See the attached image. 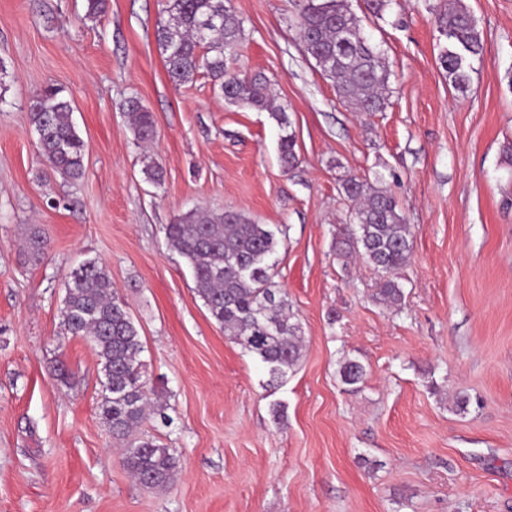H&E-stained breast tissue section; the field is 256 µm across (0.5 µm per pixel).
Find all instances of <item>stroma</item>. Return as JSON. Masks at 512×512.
<instances>
[{"mask_svg":"<svg viewBox=\"0 0 512 512\" xmlns=\"http://www.w3.org/2000/svg\"><path fill=\"white\" fill-rule=\"evenodd\" d=\"M438 3L393 0L365 20L391 76L384 111L358 112L305 52L297 0H231L245 35L227 67L270 81L296 138L286 171L269 112L203 75L170 81L163 0H107L98 16L87 0H0V512H512V0H463L485 41L463 94L437 63ZM49 85L85 142L75 184L49 174L29 123ZM132 96L155 119L145 149ZM350 176L381 177L411 226L400 306L377 301V270L336 254ZM196 205L288 227L276 281L305 347L281 381L225 336L166 244ZM34 225L50 240L37 264ZM89 259L128 302L168 405L170 424L143 427L181 460L168 490L123 467L96 351L63 333L68 274ZM347 357L367 372L353 387ZM123 110L133 131L134 140L138 144L152 142L156 134L155 120L152 112L136 97H130L125 102Z\"/></svg>","mask_w":512,"mask_h":512,"instance_id":"stroma-1","label":"stroma"}]
</instances>
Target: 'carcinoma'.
<instances>
[{
	"label": "carcinoma",
	"instance_id": "1",
	"mask_svg": "<svg viewBox=\"0 0 512 512\" xmlns=\"http://www.w3.org/2000/svg\"><path fill=\"white\" fill-rule=\"evenodd\" d=\"M300 2L297 28L305 50L320 74L336 86L339 100L357 112L382 111L391 73L382 51L365 35L361 17L348 0ZM165 12L168 20L158 26L156 38L171 80L185 84L202 73L227 103L270 112L281 129V166L295 167L299 161L295 135L288 132L284 110L272 105L267 80L242 76L224 66V58L237 53L244 36L243 21L227 0H166ZM434 23L446 39L438 53L439 67L448 86L463 94L470 86L473 63L485 53L481 32L460 0L436 7ZM123 110L134 140L152 142L156 134L152 112L136 97L129 98ZM72 113L62 90L48 87L33 100L29 119L42 157L75 184L85 174V146ZM341 189L354 208L352 222L336 234L338 255L354 254L387 275L407 266L411 229L394 197L379 181L366 177H350ZM286 231L284 225L273 229L258 224L240 211L216 213L203 207H194L165 226L168 244L189 266L212 318L229 340L262 362L273 381L297 365L304 346L288 296L274 281L278 271L271 257ZM48 244L44 231L30 229L28 258L40 261ZM377 295L395 306L404 298L399 283L391 278L382 281ZM61 315L66 333L89 339L100 358L105 375L100 416L119 442L123 466L147 488L168 487L179 474L180 459L175 449L142 432L148 419H167L166 405L154 397L144 378L139 330L102 263L86 260L71 270ZM339 375L343 384L357 385L364 381L366 370L359 361L347 359Z\"/></svg>",
	"mask_w": 512,
	"mask_h": 512
}]
</instances>
